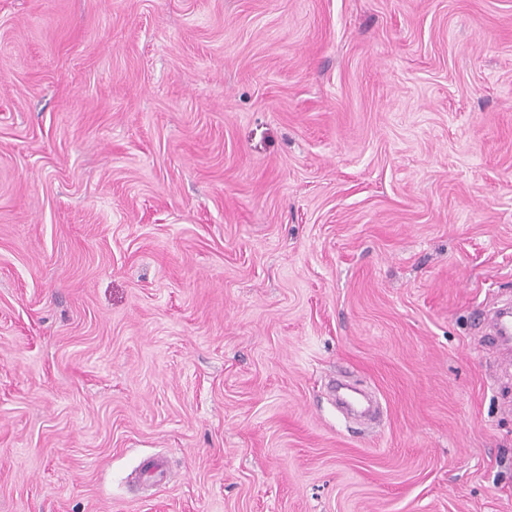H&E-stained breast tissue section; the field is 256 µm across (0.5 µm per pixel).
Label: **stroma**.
<instances>
[{"instance_id": "1", "label": "stroma", "mask_w": 512, "mask_h": 512, "mask_svg": "<svg viewBox=\"0 0 512 512\" xmlns=\"http://www.w3.org/2000/svg\"><path fill=\"white\" fill-rule=\"evenodd\" d=\"M495 297L512 0H0V512H512Z\"/></svg>"}]
</instances>
